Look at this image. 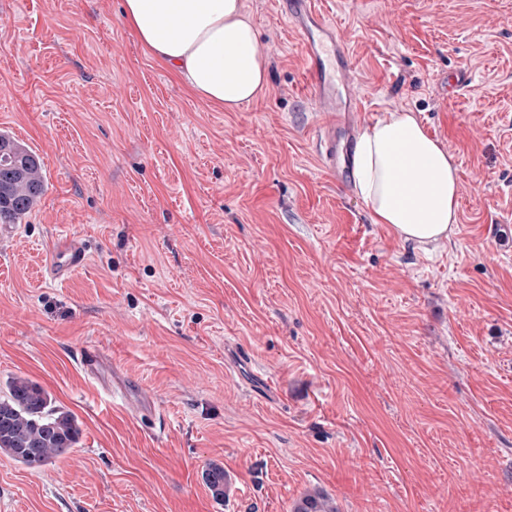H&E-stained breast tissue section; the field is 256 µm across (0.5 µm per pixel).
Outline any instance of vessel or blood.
I'll list each match as a JSON object with an SVG mask.
<instances>
[{
  "label": "vessel or blood",
  "instance_id": "b4317fda",
  "mask_svg": "<svg viewBox=\"0 0 512 512\" xmlns=\"http://www.w3.org/2000/svg\"><path fill=\"white\" fill-rule=\"evenodd\" d=\"M316 0H288L285 15L306 48L310 61L307 82L314 92L321 121L318 152L324 169L344 179L349 159L341 154L342 139H353V113L363 109V91L353 75L349 49L339 32L328 25L315 6ZM85 250L75 241H65L49 253L46 268L60 278L81 266Z\"/></svg>",
  "mask_w": 512,
  "mask_h": 512
}]
</instances>
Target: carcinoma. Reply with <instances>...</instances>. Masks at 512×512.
Instances as JSON below:
<instances>
[{
	"label": "carcinoma",
	"instance_id": "1",
	"mask_svg": "<svg viewBox=\"0 0 512 512\" xmlns=\"http://www.w3.org/2000/svg\"><path fill=\"white\" fill-rule=\"evenodd\" d=\"M39 156L27 146L0 133V224H17L45 191ZM74 417L52 404L38 384L22 378L9 382L0 396V453L30 468H39L65 454L78 442ZM204 481L213 497L224 498V467L208 466ZM293 512H335L324 499L307 496Z\"/></svg>",
	"mask_w": 512,
	"mask_h": 512
}]
</instances>
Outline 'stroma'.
Returning <instances> with one entry per match:
<instances>
[{"mask_svg": "<svg viewBox=\"0 0 512 512\" xmlns=\"http://www.w3.org/2000/svg\"><path fill=\"white\" fill-rule=\"evenodd\" d=\"M243 2L269 86L228 111L122 0H0V133L47 186L0 232V395L37 382L82 431L40 468L0 454V512H512V0H318L365 125L414 113L457 169L426 246L320 167L306 52L280 0ZM66 236L86 263L41 276ZM204 481L213 497L216 499H223L224 492L232 485V478L226 471L224 479V467L217 463H211L203 474Z\"/></svg>", "mask_w": 512, "mask_h": 512, "instance_id": "35a3bbf8", "label": "stroma"}]
</instances>
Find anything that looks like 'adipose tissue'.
<instances>
[{"instance_id": "obj_1", "label": "adipose tissue", "mask_w": 512, "mask_h": 512, "mask_svg": "<svg viewBox=\"0 0 512 512\" xmlns=\"http://www.w3.org/2000/svg\"><path fill=\"white\" fill-rule=\"evenodd\" d=\"M122 18L157 61L219 107L237 109L268 87V64L243 0H123ZM354 165L375 223L422 244L450 237L457 171L413 113H384L363 134Z\"/></svg>"}]
</instances>
